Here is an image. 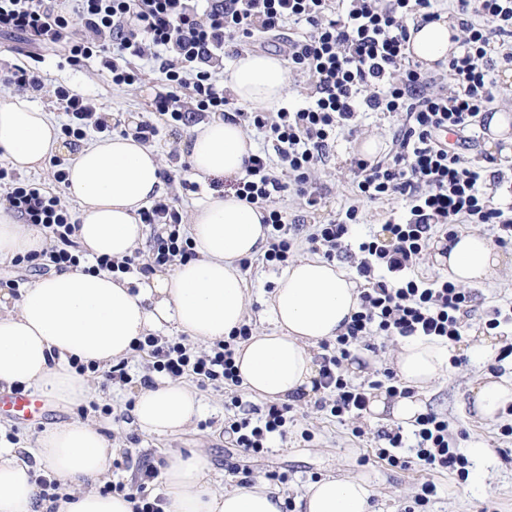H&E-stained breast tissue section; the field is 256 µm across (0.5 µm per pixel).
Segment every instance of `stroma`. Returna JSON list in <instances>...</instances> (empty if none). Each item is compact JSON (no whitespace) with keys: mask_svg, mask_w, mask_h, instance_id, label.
Segmentation results:
<instances>
[{"mask_svg":"<svg viewBox=\"0 0 512 512\" xmlns=\"http://www.w3.org/2000/svg\"><path fill=\"white\" fill-rule=\"evenodd\" d=\"M39 68L48 83L69 85L101 103L113 134H122L152 115L150 103L160 77L156 66H146L143 82L124 90L113 89L100 63L72 67L63 63L54 49L43 50ZM400 123V117L369 112L359 117L356 137L339 133L326 151L324 164L312 173V180L321 194L320 206L309 210L300 197L288 195L281 202L288 221L308 226L323 224L344 214L352 203V161L359 155L361 142L376 139L381 153H388L393 132ZM190 131V126L183 124L163 129L161 139L152 146L162 173L176 175L187 165L186 141ZM500 252L503 259L496 273L473 289L476 310L468 322V332L460 343L449 349L454 365L424 397L426 411L446 416L452 429L460 433V447L487 449L486 457L472 460L467 481H459L448 472L428 473L388 466L375 455L377 434L396 429V422L363 415L359 424L366 435L358 439L351 433L354 424L326 415L316 396L291 401L294 421L288 426L287 440L276 442L268 453L250 459L241 449L232 447L223 435L229 396L220 389H198L201 415L183 431L165 436L145 434L137 427L134 417L127 415V405L143 390L144 376H151L157 384L164 382L165 377L150 373L149 357L135 352L126 357L131 384L105 388L99 376H92L89 379L92 408L67 412L55 407L37 425L22 424L2 414L0 444L20 445L21 456L33 461L32 448L42 430L76 418L100 427L116 445V453L106 462L105 479L109 482L134 485L140 460H148L159 469L175 454L198 452L209 464L211 487L216 491L245 481L264 483L269 473L274 472L283 475L279 487L286 500L292 501L309 484L322 478L360 475L371 483L378 512H407L420 483L427 479L436 484L437 494L424 512H512V438L500 433L502 425L512 424V415L501 416L492 423L483 422L474 416L470 403L471 387L481 376L489 374L512 379V359L501 364L496 361L503 346L512 343V326H501L499 333L491 335L489 343H480L477 338L478 331L485 328L487 311L496 307L512 308V243L501 246ZM278 275L277 269L258 262L243 273L247 288L246 321L254 332L261 333L272 327L264 309ZM397 346L398 340L394 337L369 338L356 356L345 361L346 378L355 383L372 379L376 371L390 367ZM105 405L111 407V414L102 413Z\"/></svg>","mask_w":512,"mask_h":512,"instance_id":"35a3bbf8","label":"stroma"}]
</instances>
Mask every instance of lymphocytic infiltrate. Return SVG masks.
<instances>
[{
  "label": "lymphocytic infiltrate",
  "mask_w": 512,
  "mask_h": 512,
  "mask_svg": "<svg viewBox=\"0 0 512 512\" xmlns=\"http://www.w3.org/2000/svg\"><path fill=\"white\" fill-rule=\"evenodd\" d=\"M453 2L465 36L448 61L446 90L437 89L434 76L408 53L406 18L416 11L422 21L433 20L431 0H346L342 9L336 0H0V34L23 36L35 49H58L72 66L101 59L119 89L142 83L143 62H158L163 92L155 96L153 110L167 124L211 112L264 133L268 148L248 157L234 189L241 200L266 212L263 260L271 265H287L296 244L276 202L292 192L307 207L318 205L310 174L322 164L337 128L354 127L363 112L401 117L389 158H354L356 204L343 217L313 225L307 236L313 252L334 258L349 247L360 201L405 203L402 217L387 219L379 234L358 243L357 274L367 286L345 332L323 344L318 385L328 396L320 408L328 416L357 421L370 390L382 388L393 397L410 393L388 368L365 385L346 379L342 365L366 337L426 336L453 345L461 341L474 310L470 290L441 276L414 275L433 234L450 239L457 225L489 224L498 243L512 242V214L494 206L483 190L482 167L440 139L442 131L462 136L476 127L495 98L492 66H512V0ZM290 23L302 31L284 42L282 53L289 71L310 80V101L293 110L237 108L221 78L225 56ZM0 80L23 92L50 90L67 116L63 133L72 147H80L89 130L109 129L94 100L67 86H47L37 68L17 65ZM51 163L55 187L23 180L5 164L0 186L7 188L10 208L49 239L50 262L61 269L76 267L84 256L59 191L67 181L66 164L57 157ZM140 221L166 228L154 244L151 266L195 257L173 197L141 210ZM251 334V325L242 324L201 351L150 334L133 349L148 354L157 373L233 391L242 384L235 348ZM288 412L271 405L254 419L227 418L224 434L244 453L263 454L273 439L286 438ZM382 439L376 456L390 467L447 471L462 481L469 477V461L456 448L447 417L420 415L411 432L398 429Z\"/></svg>",
  "instance_id": "1"
}]
</instances>
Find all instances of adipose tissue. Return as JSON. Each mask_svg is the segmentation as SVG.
Returning <instances> with one entry per match:
<instances>
[{
	"mask_svg": "<svg viewBox=\"0 0 512 512\" xmlns=\"http://www.w3.org/2000/svg\"><path fill=\"white\" fill-rule=\"evenodd\" d=\"M458 33L457 23L444 14L411 30L409 49L430 67L457 54ZM224 85L239 104L273 109L287 93V71L277 56L246 52L233 61ZM61 149L59 129L48 113L23 97L0 103L1 159L30 169ZM253 149L240 125L215 119L193 128L188 161L200 180L235 176ZM67 172L66 193L80 205L74 220L83 248L92 256L129 255L145 236L138 210L162 192L156 154L133 137L115 135L81 147ZM263 215L235 192L209 196L197 205L189 228L197 259L170 272L124 276L77 267L37 280L16 299L1 288L0 388L24 384L59 406L78 407L89 399L90 385L71 367V358L108 366L148 331L170 324L196 342L229 336L243 324L247 306L237 262L264 253ZM45 247L38 230L23 229L16 214L0 206V260ZM500 260L491 241L475 232L456 234L447 254L437 257L449 281L469 286L489 280ZM358 307V286L345 268L310 257L289 263L266 302L272 330L250 336L235 351L244 388L277 402L310 393L316 376L313 346L344 332ZM448 366V347L440 340L403 339L392 367L413 394L391 404L375 398L371 412L414 422L425 411L421 394ZM471 398L478 417L497 420L512 405V380L481 377ZM200 411L195 393L171 381L142 390L134 403L138 426L155 435L181 430ZM112 452L111 440L81 421L43 431L36 462L63 486L62 498L52 501L43 498L30 465L14 448H0V512H132L124 494L104 495L96 488ZM163 478L166 512H286L284 495L265 486L212 490L207 462L195 452L169 459ZM372 497L363 477H328L308 485L293 512H376Z\"/></svg>",
	"mask_w": 512,
	"mask_h": 512,
	"instance_id": "obj_1",
	"label": "adipose tissue"
}]
</instances>
